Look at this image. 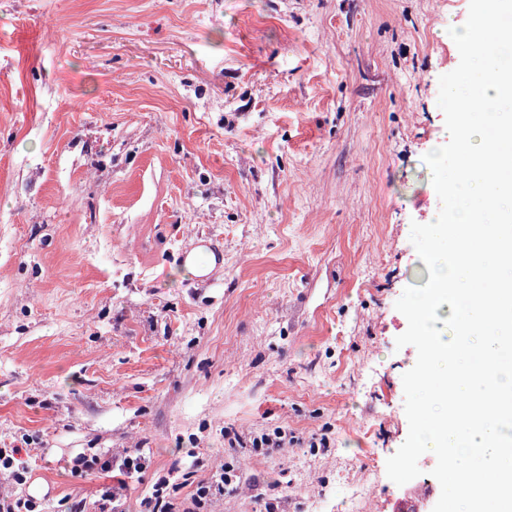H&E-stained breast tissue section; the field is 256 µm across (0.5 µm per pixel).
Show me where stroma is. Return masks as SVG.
Here are the masks:
<instances>
[{"label":"stroma","mask_w":512,"mask_h":512,"mask_svg":"<svg viewBox=\"0 0 512 512\" xmlns=\"http://www.w3.org/2000/svg\"><path fill=\"white\" fill-rule=\"evenodd\" d=\"M469 0H0V450L44 512H394ZM212 238L198 278L182 250ZM282 431L284 448L230 447ZM145 462L144 452L140 448L127 449L124 453L121 464L118 466V474L113 475L112 478H116V484L108 488L98 500V512H112L115 511L113 501L116 499L120 492L126 489L127 483L125 478H131L133 473H138L143 467ZM118 476H124V478H117ZM232 484L231 477L228 476V472L225 471L224 466H220L219 469L212 474L211 478L207 481H202L197 487L196 493L193 498V504L196 508H200L202 500L206 499L210 492L218 490L219 493L224 492V486H230Z\"/></svg>","instance_id":"1"}]
</instances>
